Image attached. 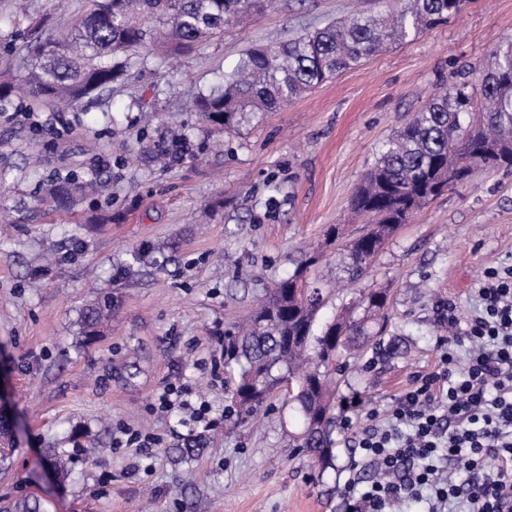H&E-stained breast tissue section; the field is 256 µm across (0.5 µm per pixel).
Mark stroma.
Masks as SVG:
<instances>
[{
  "mask_svg": "<svg viewBox=\"0 0 512 512\" xmlns=\"http://www.w3.org/2000/svg\"><path fill=\"white\" fill-rule=\"evenodd\" d=\"M83 0H0V73L28 70L26 27L58 40ZM381 0H273L260 16L225 27L190 51L130 53L136 80L94 102L58 111L13 95L0 104V392L11 406L12 464L0 504L40 499L45 512H345L342 489L370 412L386 416L415 374L438 368L437 318L478 306L477 283L512 265V171H475L417 212L386 244L363 282L332 294L323 310L367 319L383 344L354 352L337 380L341 404L335 465L319 471L289 457L292 425L281 397L242 422L224 372V330L251 310L269 282L292 274L302 251L320 253L313 279L340 277L344 242L366 223L351 200L381 143L462 68L486 63L512 39V0H467L448 24L351 66L277 111L253 118L222 146L192 102L221 81L251 44L289 39L328 21L382 10ZM183 148L164 169L140 156L171 130ZM110 189L71 211L42 200L46 179L67 172ZM338 226L340 239L326 231ZM139 252L140 263L130 261ZM386 292L380 317L360 296ZM112 314L97 336L79 332L94 300ZM188 385L212 408L211 426L189 412L153 411L166 384ZM160 437L153 468L116 448L120 427ZM199 442L190 462L179 448ZM56 448L61 480L45 468Z\"/></svg>",
  "mask_w": 512,
  "mask_h": 512,
  "instance_id": "obj_1",
  "label": "stroma"
}]
</instances>
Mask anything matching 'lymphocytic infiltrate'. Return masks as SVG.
I'll use <instances>...</instances> for the list:
<instances>
[{
  "label": "lymphocytic infiltrate",
  "instance_id": "1",
  "mask_svg": "<svg viewBox=\"0 0 512 512\" xmlns=\"http://www.w3.org/2000/svg\"><path fill=\"white\" fill-rule=\"evenodd\" d=\"M483 305L461 336L440 338V369L415 375L385 423L358 440L362 464L383 472L361 488L348 483L347 512L387 506L430 484L436 507L461 496L466 512H512V266L488 271L477 289ZM494 455V471L483 459ZM460 462L466 486L454 484L442 462Z\"/></svg>",
  "mask_w": 512,
  "mask_h": 512
}]
</instances>
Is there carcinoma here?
<instances>
[{
	"label": "carcinoma",
	"instance_id": "cac0c4a2",
	"mask_svg": "<svg viewBox=\"0 0 512 512\" xmlns=\"http://www.w3.org/2000/svg\"><path fill=\"white\" fill-rule=\"evenodd\" d=\"M272 0H85L83 12L69 22L67 37L47 51L36 31L26 49L35 63L24 77L29 100L63 110L112 83L132 76L119 57L131 50L163 44L190 49L224 34L233 19L260 13ZM466 0H388L378 15H354L288 40L252 45L224 81L198 94L193 110L206 126L232 135L257 114L274 112L310 88L394 43L412 41L458 15ZM490 67H473L469 78L452 84L405 122L379 148L351 205L371 224L348 246L345 279L355 284L399 227L430 200L467 181L473 168L512 167V40L489 51ZM180 136L154 145L150 162L173 158ZM105 188L100 179L72 176L52 180L45 201L66 210L80 197ZM317 258L308 256L285 279L264 289L250 314L224 332V367L238 369L233 398L245 416L258 412L282 382L299 419L293 452L323 468L335 459L336 402L331 388L335 353L361 323L340 318L318 322L323 288L309 279ZM387 294L363 292L367 308L379 311ZM112 311L110 301L87 306L80 316L83 336H94Z\"/></svg>",
	"mask_w": 512,
	"mask_h": 512
}]
</instances>
